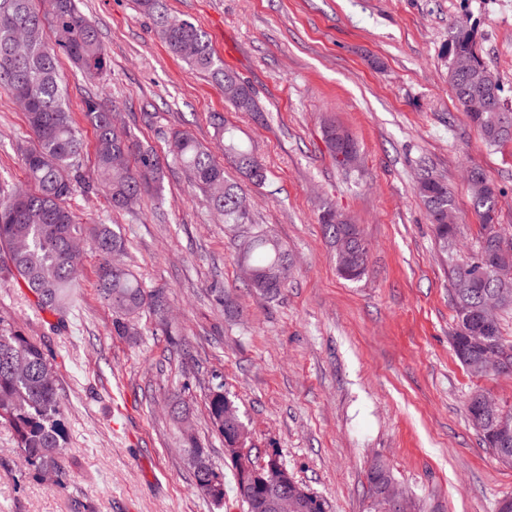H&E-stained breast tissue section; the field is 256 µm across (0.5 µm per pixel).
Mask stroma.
I'll return each instance as SVG.
<instances>
[{
  "label": "stroma",
  "mask_w": 512,
  "mask_h": 512,
  "mask_svg": "<svg viewBox=\"0 0 512 512\" xmlns=\"http://www.w3.org/2000/svg\"><path fill=\"white\" fill-rule=\"evenodd\" d=\"M172 16L202 27L226 68L256 92L262 114L234 112L222 89L155 36L134 0H80L108 55L101 80L68 59L67 104L92 174L96 136L83 113L103 90L118 122L164 154L176 130L215 146L210 115L222 113L268 170L247 186L254 223L288 245L296 270L279 299L239 280L233 233L179 171L162 169L144 213L112 210L103 194L76 188L68 206L83 223L110 224L149 290L163 289L172 325L153 316L119 336L97 288V256L85 251L78 306L67 317L41 308L17 280H0V317L40 342L63 406L67 488L28 466L0 423V512H245L233 491L224 440L210 423L212 374L238 404L253 444L278 452L326 512H375L367 471L383 462L416 512H495L512 496V466L482 447L468 422L475 390L512 407V374L476 379L456 359L451 265L480 240L466 174L481 168L500 191L497 222L512 237V141L485 145L448 82L441 49L457 20L476 27L479 51L512 110V0H167ZM332 123L359 149L356 170L336 165L324 141ZM29 128L0 91V181L23 184L14 146ZM429 168L453 198L461 233L441 253L416 191ZM332 204L369 248L366 274L339 276L318 215ZM242 308L225 318L212 289ZM180 394L200 442L224 471L216 509L199 495L181 432L164 400Z\"/></svg>",
  "instance_id": "obj_1"
}]
</instances>
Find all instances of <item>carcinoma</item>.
<instances>
[{"label": "carcinoma", "instance_id": "cac0c4a2", "mask_svg": "<svg viewBox=\"0 0 512 512\" xmlns=\"http://www.w3.org/2000/svg\"><path fill=\"white\" fill-rule=\"evenodd\" d=\"M137 5L153 24L157 36L169 50L192 70L203 74L224 92V100L237 112H259L253 88L235 72L224 68L215 57L207 33L191 21L180 31L171 28L165 0H137ZM474 27L460 22L442 48L446 59L471 56L477 66L471 73L451 80L459 104L483 141L496 146L512 140V129L500 126L502 86L482 59L477 57ZM90 79L100 78L108 66L95 25L80 11L76 0H0V90L11 98L28 100L25 112L29 138L17 143L26 187L0 188V247L6 250L7 263L0 267L20 279L40 305L61 316L72 311L79 299V272L83 254L71 249V243L87 239L99 257L98 290L112 306L116 319L113 332L127 336L140 315L147 311L162 326H169V297L160 290L148 291L120 260L126 243L108 224L87 226L69 206L67 199L76 185L84 192H102L112 208L134 213L141 210L143 194L151 183L160 181L157 153L143 147L132 135L119 128L112 107L97 96L86 100L85 118L96 132L94 174L82 170L84 141L65 104V90L59 73V55ZM485 84L492 92L489 107L473 112L468 106L472 86ZM224 155L251 184L266 183L267 171L257 156L235 135L224 116H211ZM167 157L178 166L185 179L205 197L209 207L224 223L238 231V261L255 270L246 285L264 297H279L288 287L295 259L275 236L253 223L251 203L242 187L226 176L224 165L213 152L189 132L177 131L168 140ZM470 187L473 205L482 220V240L477 251L463 265L452 268L449 297L456 314L452 347L459 363L475 377L483 376L478 354L470 337L481 336V324L474 311L490 295L501 298L503 308L512 309V282L502 283L497 270L512 267V255L495 243L506 237L496 224L498 191L480 169H472ZM417 189L433 225L435 238L448 254V242L459 227L441 223L438 214L454 209V202L441 178L423 172ZM336 209L323 207L319 214L325 237L335 246L348 239L347 249L335 253L336 269L346 280L366 274L368 248L355 225L336 223ZM491 349L505 356L504 370L512 373V340L502 335L496 324L491 332ZM480 391L472 392L466 402L468 420L484 447L497 458L494 420L479 412L474 403ZM208 414L213 427L224 438V447L234 448L231 455L234 489L247 512H267L262 504L267 491L241 492L245 473L260 468V457L250 446L247 426L239 406L224 382L217 380L210 389ZM61 402L54 372L41 344L15 330L0 318V421L15 433L18 448L41 475L55 477L56 487L64 489L71 470L63 461ZM185 461L195 489L213 506L224 504V472L212 461L210 450L194 436L184 438ZM371 495L380 512H392L381 498V485L391 479L385 465L375 463L368 474Z\"/></svg>", "mask_w": 512, "mask_h": 512}]
</instances>
